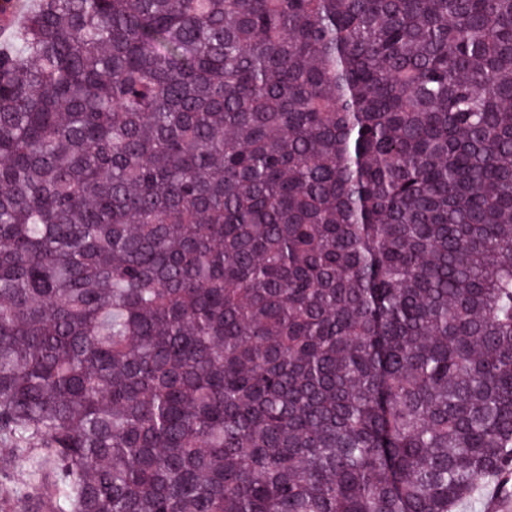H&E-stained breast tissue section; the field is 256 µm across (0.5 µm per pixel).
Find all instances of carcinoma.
I'll use <instances>...</instances> for the list:
<instances>
[{"label":"carcinoma","instance_id":"obj_1","mask_svg":"<svg viewBox=\"0 0 512 512\" xmlns=\"http://www.w3.org/2000/svg\"><path fill=\"white\" fill-rule=\"evenodd\" d=\"M0 0V512H452L512 475V0Z\"/></svg>","mask_w":512,"mask_h":512}]
</instances>
